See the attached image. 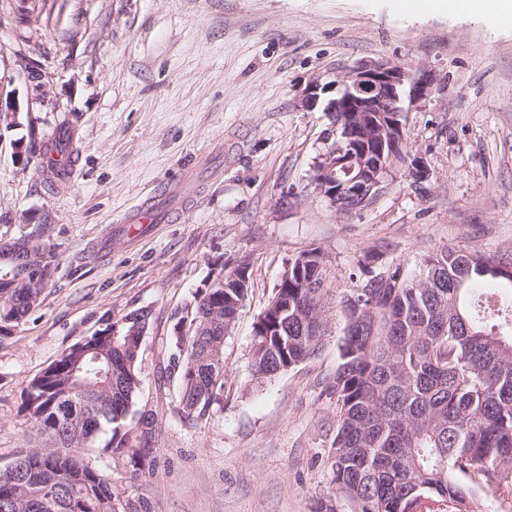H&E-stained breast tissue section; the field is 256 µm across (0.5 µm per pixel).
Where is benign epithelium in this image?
Masks as SVG:
<instances>
[{"label":"benign epithelium","instance_id":"benign-epithelium-1","mask_svg":"<svg viewBox=\"0 0 512 512\" xmlns=\"http://www.w3.org/2000/svg\"><path fill=\"white\" fill-rule=\"evenodd\" d=\"M437 89L435 73L427 68L412 71L388 60L360 62L339 79L322 82L316 78L302 91L301 104L307 109L315 108L325 94L323 112L331 121L336 113L346 112L361 120L359 127L347 123L342 132H334L336 140L323 151L311 169L310 184L328 202L329 207L340 214L350 209L340 206L344 198V187L336 182L338 155L345 149H353L360 140L377 139L401 147L404 162L396 166L394 151L380 148L371 155V162L360 161L358 185L353 194L368 202L376 198L391 181L402 178L412 187L421 188L429 179L430 170L421 156L412 154L406 142V120L408 113L430 99Z\"/></svg>","mask_w":512,"mask_h":512}]
</instances>
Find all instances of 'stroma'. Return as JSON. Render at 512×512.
Wrapping results in <instances>:
<instances>
[{
  "label": "stroma",
  "instance_id": "obj_1",
  "mask_svg": "<svg viewBox=\"0 0 512 512\" xmlns=\"http://www.w3.org/2000/svg\"><path fill=\"white\" fill-rule=\"evenodd\" d=\"M387 59L435 71L408 118L431 178L403 180L342 215L309 174L332 134L300 105L314 78ZM0 237L50 224L61 264L41 306L0 339V468L32 433L23 391L107 316L151 312L140 405L160 428L149 474L91 459L138 512H310L333 493L329 450L340 363V301L361 256L415 269L444 247L512 253V12L458 0H0ZM73 121L77 149L53 187L15 152ZM187 210L121 224L131 204L176 191ZM326 255L325 331L309 360L263 384L249 370L252 327L284 267ZM248 258L252 288L224 341V405L202 423L178 413L174 324L210 279Z\"/></svg>",
  "mask_w": 512,
  "mask_h": 512
}]
</instances>
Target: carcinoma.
<instances>
[{
  "label": "carcinoma",
  "instance_id": "carcinoma-1",
  "mask_svg": "<svg viewBox=\"0 0 512 512\" xmlns=\"http://www.w3.org/2000/svg\"><path fill=\"white\" fill-rule=\"evenodd\" d=\"M39 148L50 178L51 152L71 153L74 127ZM50 224L20 234L30 250L0 262V336L41 304L60 254ZM308 247L292 260L288 282L272 289L253 324L250 369L269 380L319 349L326 262ZM359 284L341 301L340 364L330 382L338 410L331 468L336 497L350 512H450L476 490L512 497V308L485 281L512 285V253L497 258L444 248L419 272L368 252ZM250 269L209 282L180 318L190 336H173L180 368L178 409L196 425L224 404V337L235 327ZM131 314L72 345L24 391L23 411L38 444L0 469V512H122L112 482L85 454L110 428L101 453L133 478L156 450L154 417H140V336Z\"/></svg>",
  "mask_w": 512,
  "mask_h": 512
}]
</instances>
